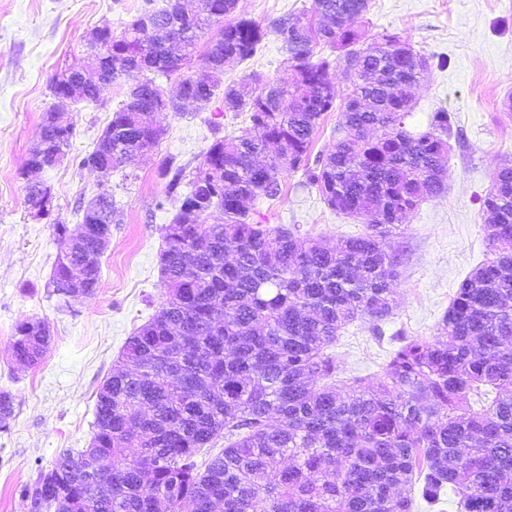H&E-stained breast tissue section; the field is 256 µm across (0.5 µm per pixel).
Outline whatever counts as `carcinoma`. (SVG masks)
I'll return each instance as SVG.
<instances>
[{"label": "carcinoma", "instance_id": "carcinoma-1", "mask_svg": "<svg viewBox=\"0 0 512 512\" xmlns=\"http://www.w3.org/2000/svg\"><path fill=\"white\" fill-rule=\"evenodd\" d=\"M145 0L123 34L99 28L112 45L105 89L124 77L126 100L112 113V167L136 163L163 130L153 113L181 112L148 73L178 78L202 105L221 97L248 125L215 139L191 172L169 157L179 202L164 228L167 289L156 314L129 336L96 393L90 447L59 453L17 489L25 512H411L401 489L422 482L429 505L447 491L459 512H512V160L494 173L484 201L491 258L461 283L429 338L406 341L383 377L336 385L328 353L357 319L382 321L396 305L399 255L385 241L422 202L447 192L451 115L408 124L413 89L430 58L397 34L364 45L355 22L369 0H313L273 24L288 52L289 82L255 78L222 86L224 66L259 51L268 29L246 17L220 27L202 55L199 88L184 73L206 28L239 0ZM339 49L336 59L323 49ZM338 68L340 89L328 78ZM76 70L56 74L65 93ZM339 112L332 150L311 157L323 116ZM42 113L43 144L26 168L67 159L76 127L57 129ZM283 171L302 172L332 210L366 231L328 247L283 226L250 222L257 198L280 193ZM28 202L46 210L50 189L32 182ZM97 223H122L112 199L90 201ZM220 209L224 220L207 223ZM53 293L71 307L64 282L84 265L87 237L58 221ZM50 342L48 325H15L16 362L33 367ZM0 391V429L14 418ZM224 437V448L209 445Z\"/></svg>", "mask_w": 512, "mask_h": 512}]
</instances>
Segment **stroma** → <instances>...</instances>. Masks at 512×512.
Instances as JSON below:
<instances>
[{"instance_id":"35a3bbf8","label":"stroma","mask_w":512,"mask_h":512,"mask_svg":"<svg viewBox=\"0 0 512 512\" xmlns=\"http://www.w3.org/2000/svg\"><path fill=\"white\" fill-rule=\"evenodd\" d=\"M144 0H0V391L14 397L15 417L0 431V512H24L15 489L64 449L89 447L96 393L126 339L157 312L164 298L162 232L178 203L166 193L158 166L166 157L199 166L210 143L237 135L245 113L225 111L221 99L184 112H158L165 136L135 168L109 175L83 167L125 99L117 81L98 101L72 105L77 135L69 161L28 173L25 161L39 138L42 113L55 105L52 78L82 57L84 37L110 24L121 35ZM312 0H240L239 11L268 27L310 8ZM359 25L365 43L394 32L437 64L413 91L411 121L432 113L452 117L446 161L448 191L423 202L387 241L403 264L394 283L397 307L379 324L356 320L342 328L331 351L339 380L379 376L404 337L433 335L461 282L489 257L482 200L504 160H512V112L501 101L512 89V0H370ZM288 53L276 34L250 60L224 68L232 85L260 75L289 76ZM301 173H284L281 192L258 198L252 222L295 226L329 245L364 231L359 220L329 209ZM50 186L52 206L38 213L26 199L28 182ZM108 194L122 214L102 257L95 295L60 306L51 285L58 245L55 222L76 228L82 205ZM44 320L51 344L33 368L16 364L10 338L16 322Z\"/></svg>"}]
</instances>
